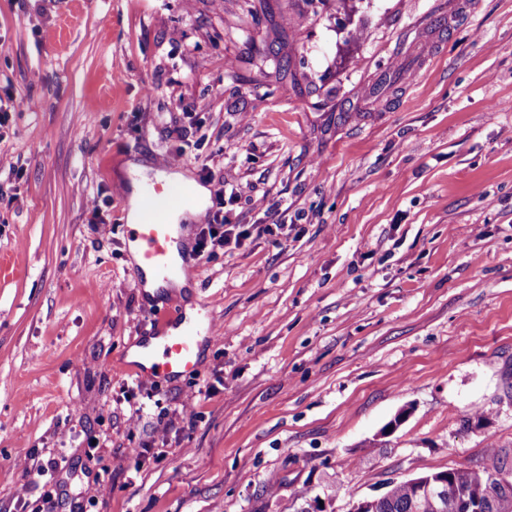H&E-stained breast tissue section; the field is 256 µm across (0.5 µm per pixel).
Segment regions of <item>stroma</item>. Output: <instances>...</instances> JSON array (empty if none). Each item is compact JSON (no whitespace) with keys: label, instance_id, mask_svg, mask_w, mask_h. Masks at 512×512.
Here are the masks:
<instances>
[{"label":"stroma","instance_id":"stroma-1","mask_svg":"<svg viewBox=\"0 0 512 512\" xmlns=\"http://www.w3.org/2000/svg\"><path fill=\"white\" fill-rule=\"evenodd\" d=\"M0 96V512H352L512 469V0H0ZM174 152L243 236L150 296L118 184ZM189 305L197 370L134 388ZM507 470L501 464L497 452L493 448L485 464L479 467H459L445 470L448 475L439 474L445 471L432 472L430 476H419L411 479L415 485L419 497H428L435 501L438 511L448 510V497L454 498L456 494H469L471 498L479 499L481 502L492 495L504 493L505 487L497 480L502 479L500 474ZM497 479V480H496ZM450 511V510H448ZM447 511V512H448Z\"/></svg>","mask_w":512,"mask_h":512}]
</instances>
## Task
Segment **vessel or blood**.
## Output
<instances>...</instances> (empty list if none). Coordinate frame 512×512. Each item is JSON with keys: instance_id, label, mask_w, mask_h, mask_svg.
<instances>
[{"instance_id": "vessel-or-blood-1", "label": "vessel or blood", "mask_w": 512, "mask_h": 512, "mask_svg": "<svg viewBox=\"0 0 512 512\" xmlns=\"http://www.w3.org/2000/svg\"><path fill=\"white\" fill-rule=\"evenodd\" d=\"M192 200L191 192L163 178L140 184L139 202L147 219L126 228L128 237L138 243L133 266L136 288H145L150 282L161 289L170 288L174 276L193 272L184 240L175 235L168 222L171 212ZM214 339L211 324L182 318L162 319L158 333L140 343L129 370L143 381L191 374L198 367L204 344Z\"/></svg>"}]
</instances>
